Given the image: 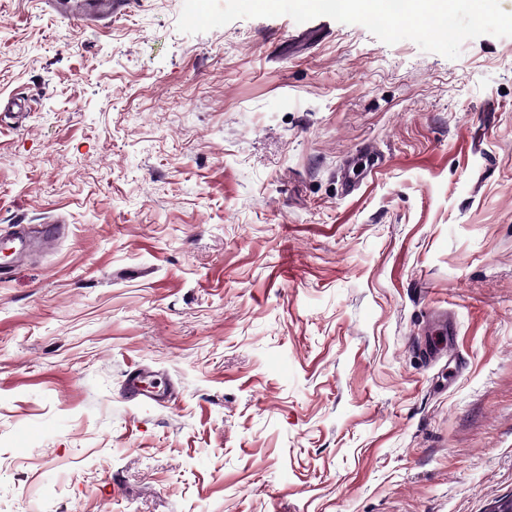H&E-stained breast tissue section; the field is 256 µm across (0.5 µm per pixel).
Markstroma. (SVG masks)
<instances>
[{"label":"stroma","instance_id":"35a3bbf8","mask_svg":"<svg viewBox=\"0 0 512 512\" xmlns=\"http://www.w3.org/2000/svg\"><path fill=\"white\" fill-rule=\"evenodd\" d=\"M183 2L0 0V239L63 224L0 279V512H496L512 37ZM137 3V0H51L49 6L80 23L102 27L129 15ZM151 375L142 369L130 370L125 380L124 391L130 399H138L139 396H147L160 404H167L171 394L165 391H155Z\"/></svg>","mask_w":512,"mask_h":512}]
</instances>
